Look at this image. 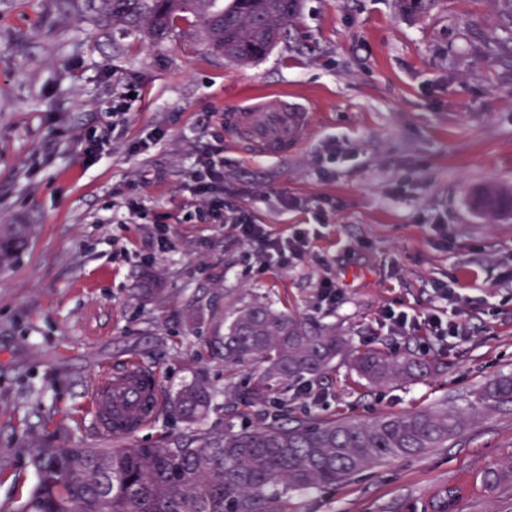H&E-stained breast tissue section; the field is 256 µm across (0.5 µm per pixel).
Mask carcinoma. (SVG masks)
I'll return each instance as SVG.
<instances>
[{
    "mask_svg": "<svg viewBox=\"0 0 512 512\" xmlns=\"http://www.w3.org/2000/svg\"><path fill=\"white\" fill-rule=\"evenodd\" d=\"M438 0H400L404 14L432 12ZM301 0H109L99 21L144 19L165 38L191 15L208 49L232 62L259 59L284 37ZM476 210L512 214V191L495 184L474 197ZM27 224H0V269L24 246ZM348 339L330 325L314 326L271 302L237 308L224 322V363H265L257 386L271 381L320 377L346 353ZM359 376L373 385L416 380L433 367L414 357L374 350L351 355ZM211 402L202 384L180 389L169 411L187 425L174 445L119 448H55L30 451L36 484L21 512H287L288 492L331 488L394 459L445 448L464 429L463 415L439 404L367 421L327 419L265 423L215 434L200 424ZM483 409L512 405V374H500L477 394ZM494 489L512 481V461L485 471Z\"/></svg>",
    "mask_w": 512,
    "mask_h": 512,
    "instance_id": "1",
    "label": "carcinoma"
}]
</instances>
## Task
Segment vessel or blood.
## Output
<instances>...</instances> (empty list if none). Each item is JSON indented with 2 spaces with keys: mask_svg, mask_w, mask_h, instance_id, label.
I'll return each mask as SVG.
<instances>
[{
  "mask_svg": "<svg viewBox=\"0 0 512 512\" xmlns=\"http://www.w3.org/2000/svg\"><path fill=\"white\" fill-rule=\"evenodd\" d=\"M310 114L297 100L275 98L225 113L224 128L234 144L274 158L296 145ZM100 435L131 436L152 420L159 406L155 371L137 362L104 366L86 394Z\"/></svg>",
  "mask_w": 512,
  "mask_h": 512,
  "instance_id": "b4317fda",
  "label": "vessel or blood"
}]
</instances>
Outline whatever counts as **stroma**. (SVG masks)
<instances>
[{"label":"stroma","instance_id":"obj_1","mask_svg":"<svg viewBox=\"0 0 512 512\" xmlns=\"http://www.w3.org/2000/svg\"><path fill=\"white\" fill-rule=\"evenodd\" d=\"M510 37L499 0H441L417 20L396 0H301L286 37L239 64L194 23L155 39L146 22L98 23L80 5L63 15L54 0H0V224L32 227L0 271V512L28 500L35 442L112 447L84 402L106 364L153 369L165 401L205 384L203 425L219 432L466 409L512 372V217L471 205L480 185L512 187ZM130 85L138 96L112 117ZM273 95L311 112L299 145L265 158L224 144L225 111ZM108 124L106 158L75 153L76 135ZM219 147L225 201L275 236L314 225L301 259L259 258L232 225L188 220L189 173ZM470 271L468 342L391 333L386 309L422 315L438 306L433 282ZM326 279L336 304L320 295ZM256 299L435 370L374 387L340 357L256 395L252 367L226 371L215 347L225 318ZM509 461L512 407L481 410L447 447L290 494L288 512H440L451 487L456 512H512V483L483 482Z\"/></svg>","mask_w":512,"mask_h":512}]
</instances>
